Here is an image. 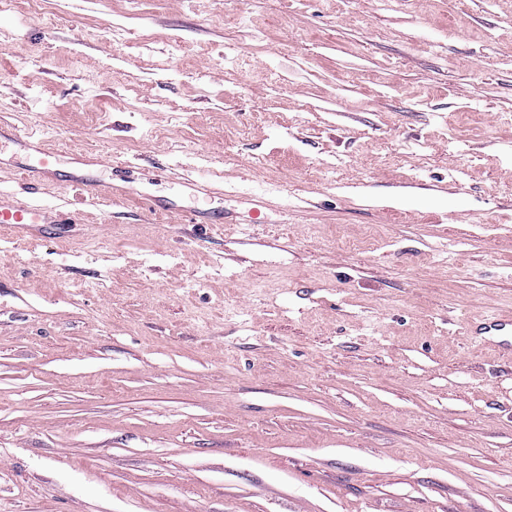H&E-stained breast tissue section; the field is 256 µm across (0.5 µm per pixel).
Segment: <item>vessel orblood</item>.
Segmentation results:
<instances>
[{"label": "vessel or blood", "mask_w": 512, "mask_h": 512, "mask_svg": "<svg viewBox=\"0 0 512 512\" xmlns=\"http://www.w3.org/2000/svg\"><path fill=\"white\" fill-rule=\"evenodd\" d=\"M92 162L86 155L67 156L48 150L37 133L19 134L0 125V168L13 167L29 194L25 201L0 199V225L10 228L20 240L36 236L44 224L58 225L61 233H68L78 221L74 209L66 203L49 206L36 200L51 184L76 191L86 201L102 195H124L123 184L97 179L88 172Z\"/></svg>", "instance_id": "b4317fda"}]
</instances>
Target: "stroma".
Returning a JSON list of instances; mask_svg holds the SVG:
<instances>
[{
  "instance_id": "35a3bbf8",
  "label": "stroma",
  "mask_w": 512,
  "mask_h": 512,
  "mask_svg": "<svg viewBox=\"0 0 512 512\" xmlns=\"http://www.w3.org/2000/svg\"><path fill=\"white\" fill-rule=\"evenodd\" d=\"M0 123L131 168L0 230V512H512V0H9ZM0 195V224L11 229L17 239L37 236L40 224H56L60 229L59 238L69 232L71 224L79 220L74 209L66 203L49 206L43 203L26 201H7Z\"/></svg>"
}]
</instances>
